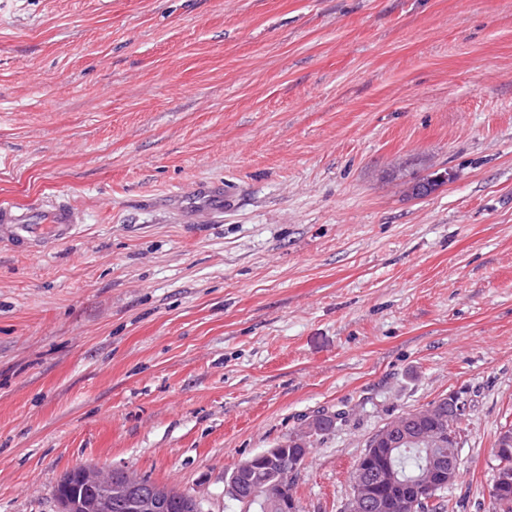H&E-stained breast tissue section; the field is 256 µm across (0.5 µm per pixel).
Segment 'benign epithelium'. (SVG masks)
<instances>
[{
	"label": "benign epithelium",
	"mask_w": 512,
	"mask_h": 512,
	"mask_svg": "<svg viewBox=\"0 0 512 512\" xmlns=\"http://www.w3.org/2000/svg\"><path fill=\"white\" fill-rule=\"evenodd\" d=\"M466 406V399L459 393H453L448 395V400L438 401L434 406V412L446 420L452 415L464 412ZM417 421L418 418L415 417L409 421L396 423L391 428L390 435L378 439L365 451V455L390 456V449L397 445L398 441L408 437ZM436 433L437 436L431 439L435 448L429 476L413 485V494L406 500L408 506L427 500L434 491L451 485L456 479L460 454L455 447L458 446L459 438L445 427L436 429ZM275 455L277 452L269 448L244 459L236 471L235 478L224 484V497L240 499V487L261 476L259 461H273ZM306 463L307 459L296 458L280 469L278 493L273 495L271 501L263 503L264 512H295L296 502L289 489V483L295 480ZM74 479L84 482L88 492L79 503H74L61 494L58 495L59 512H169L172 505L181 499L187 507L193 509V512H203L199 498L188 493L178 498L168 487L157 483H144L121 468L112 469L108 480L103 479L93 467L74 469L63 477L60 487H65ZM375 479L381 481L383 485L398 481L394 468L389 465L376 477L365 468H359L353 480V491L344 504L343 512H380L384 508L383 500L372 494Z\"/></svg>",
	"instance_id": "7a95c632"
}]
</instances>
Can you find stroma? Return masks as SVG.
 I'll return each mask as SVG.
<instances>
[{"instance_id": "1", "label": "stroma", "mask_w": 512, "mask_h": 512, "mask_svg": "<svg viewBox=\"0 0 512 512\" xmlns=\"http://www.w3.org/2000/svg\"><path fill=\"white\" fill-rule=\"evenodd\" d=\"M2 200L79 228L0 244V512L84 464L239 512L226 474L322 409L294 496L341 512L378 430L453 392L454 512H495L512 0H0Z\"/></svg>"}]
</instances>
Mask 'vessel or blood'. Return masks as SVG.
Returning <instances> with one entry per match:
<instances>
[{"mask_svg":"<svg viewBox=\"0 0 512 512\" xmlns=\"http://www.w3.org/2000/svg\"><path fill=\"white\" fill-rule=\"evenodd\" d=\"M78 221L73 211L58 206L47 213L43 223H32L17 207L0 205V241L11 242L17 250L30 252L73 236Z\"/></svg>","mask_w":512,"mask_h":512,"instance_id":"vessel-or-blood-1","label":"vessel or blood"}]
</instances>
